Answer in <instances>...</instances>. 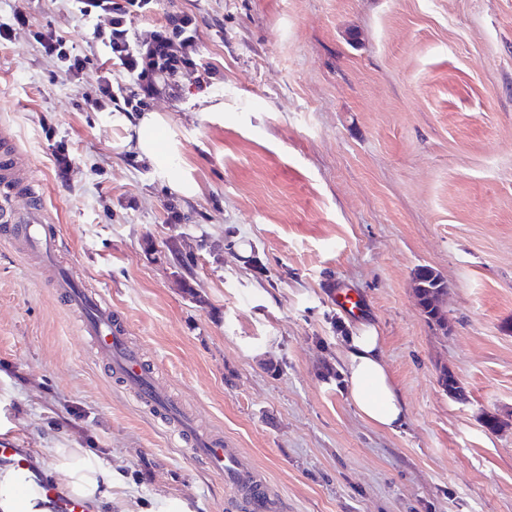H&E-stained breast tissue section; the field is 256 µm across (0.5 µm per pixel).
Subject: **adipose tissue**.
Segmentation results:
<instances>
[{
  "label": "adipose tissue",
  "mask_w": 512,
  "mask_h": 512,
  "mask_svg": "<svg viewBox=\"0 0 512 512\" xmlns=\"http://www.w3.org/2000/svg\"><path fill=\"white\" fill-rule=\"evenodd\" d=\"M345 351L346 383L358 413L380 430L399 432L406 424L407 409L385 366L377 327L361 324L347 336ZM47 456L44 467L65 495L95 506L111 504L119 475L92 449L51 448ZM20 486L16 472L0 470V512H48L38 495L21 494Z\"/></svg>",
  "instance_id": "ef3b65f1"
}]
</instances>
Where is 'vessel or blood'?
<instances>
[{
  "mask_svg": "<svg viewBox=\"0 0 512 512\" xmlns=\"http://www.w3.org/2000/svg\"><path fill=\"white\" fill-rule=\"evenodd\" d=\"M12 185L0 190V216L10 217L21 227L20 239L25 253L38 256L47 266H55L58 238L46 226L42 206L14 209ZM51 286L67 298L69 310L80 312V330L90 336L98 355L105 358L110 371L120 375L139 402L153 412L160 423L174 437L188 442L195 455L205 458L213 470L224 475L226 481L246 500L251 512H268L271 502L254 471L249 469L236 449L225 447L223 440L199 425L196 417L172 403L156 385L146 368L139 350L129 347L114 328L112 307L97 294L80 288L66 273H58ZM31 451L0 443V464L20 473L30 470ZM36 491L49 504L52 512H84L83 502L75 497L61 496L56 486L41 482Z\"/></svg>",
  "mask_w": 512,
  "mask_h": 512,
  "instance_id": "1",
  "label": "vessel or blood"
}]
</instances>
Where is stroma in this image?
Masks as SVG:
<instances>
[{"label": "stroma", "instance_id": "stroma-1", "mask_svg": "<svg viewBox=\"0 0 512 512\" xmlns=\"http://www.w3.org/2000/svg\"><path fill=\"white\" fill-rule=\"evenodd\" d=\"M172 15L196 65L141 97L156 167L132 147L136 80L106 60L111 13L0 0V156L27 166L61 243L45 267L0 223V441L95 449L133 510L250 512L97 356L50 286L60 267L239 449L273 512H512V0H148L125 24L143 41ZM423 266L448 284L445 325L417 304ZM361 322L407 405L400 432L345 386Z\"/></svg>", "mask_w": 512, "mask_h": 512}]
</instances>
